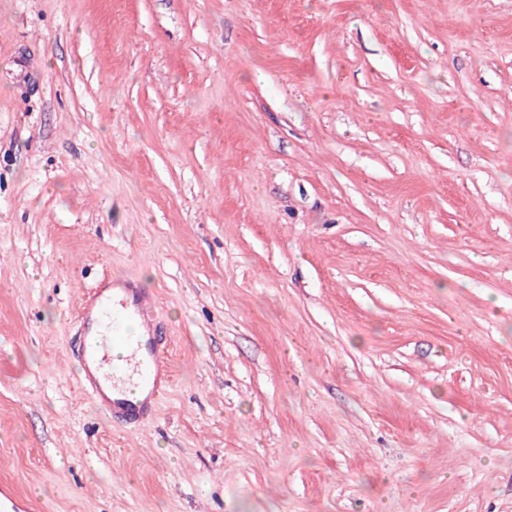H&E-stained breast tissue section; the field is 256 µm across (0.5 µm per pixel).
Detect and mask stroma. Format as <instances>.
<instances>
[{
    "label": "stroma",
    "instance_id": "obj_1",
    "mask_svg": "<svg viewBox=\"0 0 512 512\" xmlns=\"http://www.w3.org/2000/svg\"><path fill=\"white\" fill-rule=\"evenodd\" d=\"M158 296L138 429L79 308ZM31 512H512V0H0V487Z\"/></svg>",
    "mask_w": 512,
    "mask_h": 512
}]
</instances>
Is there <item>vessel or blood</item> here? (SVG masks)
I'll return each instance as SVG.
<instances>
[{"mask_svg":"<svg viewBox=\"0 0 512 512\" xmlns=\"http://www.w3.org/2000/svg\"><path fill=\"white\" fill-rule=\"evenodd\" d=\"M156 295L134 288H100L82 304L76 355L79 386L109 418L146 420L170 383L166 351L153 332Z\"/></svg>","mask_w":512,"mask_h":512,"instance_id":"vessel-or-blood-1","label":"vessel or blood"}]
</instances>
